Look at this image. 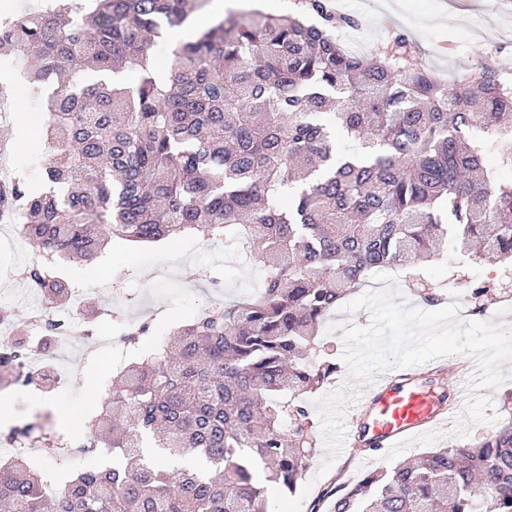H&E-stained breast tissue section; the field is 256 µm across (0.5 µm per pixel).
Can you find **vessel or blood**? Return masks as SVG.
I'll return each instance as SVG.
<instances>
[{
    "label": "vessel or blood",
    "mask_w": 512,
    "mask_h": 512,
    "mask_svg": "<svg viewBox=\"0 0 512 512\" xmlns=\"http://www.w3.org/2000/svg\"><path fill=\"white\" fill-rule=\"evenodd\" d=\"M426 366L394 369L364 387L346 415L349 448H402L447 420L460 394L435 392Z\"/></svg>",
    "instance_id": "b4317fda"
}]
</instances>
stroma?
<instances>
[{"instance_id":"obj_1","label":"stroma","mask_w":512,"mask_h":512,"mask_svg":"<svg viewBox=\"0 0 512 512\" xmlns=\"http://www.w3.org/2000/svg\"><path fill=\"white\" fill-rule=\"evenodd\" d=\"M346 14L356 17L365 35L362 55L374 53L378 44L402 33L419 48L423 64L445 80L464 68L485 65L512 76V0H344ZM22 61L0 50V82L12 91V121H0V139L13 148L4 162L8 170L23 171L31 184L42 181V167L49 152L44 141L24 143L16 130L28 117L43 114V100L35 95L22 76ZM72 284L91 287V271L105 269L107 278L122 299L95 304L99 330L120 336L125 322L149 324L145 344L169 342V326L190 321L215 303H232L261 287L262 271L253 259L248 238L234 243H202L197 237L173 241L138 243L116 241L92 261L75 258L65 261ZM430 287L451 288V301L466 303L467 287L475 280H488L492 289L483 297L479 321L512 325V300L502 288V269L493 259L459 263L450 254L425 270ZM42 302L41 294L27 284L0 279V303L12 314L16 326L27 325ZM116 371L111 357L81 359L72 354L60 369L59 379L42 382L29 399L15 397L9 405L10 419L48 413L63 429L78 431L86 411L96 408L112 390ZM450 428L441 427L408 448L376 452L369 465H361L362 449L339 456L327 473L319 468L325 456L317 450L305 475L313 487L303 499L300 512H330L327 489L341 482H357L366 469L388 468L432 448L452 443Z\"/></svg>"}]
</instances>
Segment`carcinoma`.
Returning <instances> with one entry per match:
<instances>
[{"mask_svg":"<svg viewBox=\"0 0 512 512\" xmlns=\"http://www.w3.org/2000/svg\"><path fill=\"white\" fill-rule=\"evenodd\" d=\"M189 0H46L0 20L45 92L53 153L39 187L0 184L30 246L28 281L50 302L68 298L55 259H91L114 240L186 234L226 240L247 231L263 286L176 328L174 354L133 357L85 415L88 453L61 458L60 493L25 453L0 462V501L12 512H268V487L300 488L316 453L307 396L336 374L318 329L382 268H410L453 246L494 252L512 268V85L485 66L455 91L415 61L404 34L366 59L336 41L328 0L286 16L233 14L171 51L168 74L151 49L191 15ZM137 72L128 85L124 72ZM493 131L496 166L470 138ZM193 455L206 471L145 459ZM333 512H512V417L473 443L449 444L354 486L326 492Z\"/></svg>","mask_w":512,"mask_h":512,"instance_id":"1","label":"carcinoma"}]
</instances>
